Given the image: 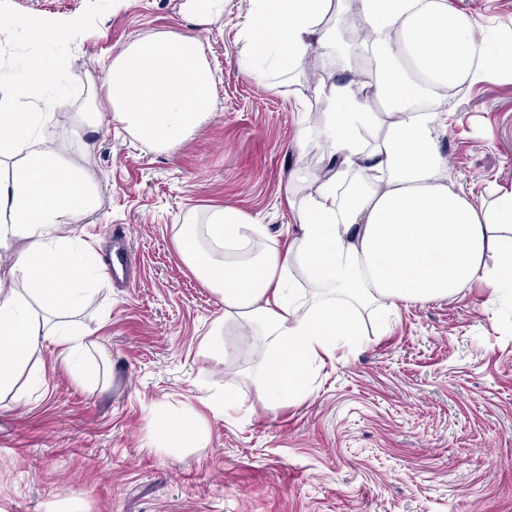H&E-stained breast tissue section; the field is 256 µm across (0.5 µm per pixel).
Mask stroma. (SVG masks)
Returning <instances> with one entry per match:
<instances>
[{"label": "stroma", "mask_w": 512, "mask_h": 512, "mask_svg": "<svg viewBox=\"0 0 512 512\" xmlns=\"http://www.w3.org/2000/svg\"><path fill=\"white\" fill-rule=\"evenodd\" d=\"M182 0H0V13L80 19L65 41L34 43L0 27V91L31 55L77 75L47 135L63 166L83 168L99 205L74 238L111 263L127 230L128 281L95 283L76 317L95 328L74 360L45 345V381L20 375L0 395V512H512V308L483 307L473 285L400 309H357L362 346L314 366L310 395L265 406L258 350L235 327L205 363L201 342L224 305L182 258L186 226L231 206L285 249L299 227L290 201L313 193L329 164L321 85L359 56H307L294 71H243L251 0H228L200 29ZM486 29L512 25V0H449ZM159 32L196 35L216 78L214 107L181 145H146L112 119L105 63ZM437 144L455 188L484 195L512 183V79L452 91ZM236 395L218 413L216 391ZM192 407L208 443L177 460L157 446L158 421Z\"/></svg>", "instance_id": "stroma-1"}]
</instances>
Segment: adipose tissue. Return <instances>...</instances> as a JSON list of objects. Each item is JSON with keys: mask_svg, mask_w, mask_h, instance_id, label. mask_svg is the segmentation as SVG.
I'll list each match as a JSON object with an SVG mask.
<instances>
[{"mask_svg": "<svg viewBox=\"0 0 512 512\" xmlns=\"http://www.w3.org/2000/svg\"><path fill=\"white\" fill-rule=\"evenodd\" d=\"M243 30L249 52L241 67L255 77L293 68L313 51L331 56L333 0H252ZM375 36L370 80L351 74L320 89L318 136L332 162L315 194L294 207L300 234L280 251L266 225L230 207L214 208L209 250L183 238V257L224 302V324L262 336L263 371L256 395L284 404L309 395L308 370L340 346L359 345L356 306L379 313L452 297L473 284L485 306L512 303V185L494 186L474 202L448 187V165L435 137L448 122L449 90L512 77V37L481 28L448 0H358ZM26 78L0 94V249L14 241L0 270V393L33 365L45 344L77 348L93 329L76 325L83 284L92 273L69 226L97 208L81 169L62 170L48 147L36 93L55 87L57 70L33 57ZM113 120L153 147L181 143L213 105L214 75L201 40L159 33L134 40L112 60L107 77ZM390 121L367 144L378 122ZM329 299L309 301L292 269ZM41 302L50 319L38 316ZM163 447L207 442L192 411L163 421Z\"/></svg>", "mask_w": 512, "mask_h": 512, "instance_id": "1", "label": "adipose tissue"}]
</instances>
